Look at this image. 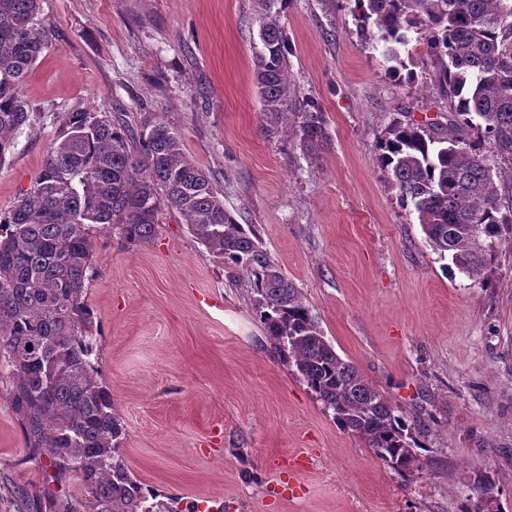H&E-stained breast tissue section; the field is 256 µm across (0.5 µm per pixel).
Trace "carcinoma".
I'll return each mask as SVG.
<instances>
[{"mask_svg": "<svg viewBox=\"0 0 512 512\" xmlns=\"http://www.w3.org/2000/svg\"><path fill=\"white\" fill-rule=\"evenodd\" d=\"M41 0H0V165L30 117L26 78L49 45ZM253 70L262 112L285 126L305 154L329 141L324 112L297 102L288 76V43L277 3L264 0ZM360 29L375 28L388 62L412 31L438 60V85L452 103L449 125L460 134L395 121L377 160L400 207L417 214L427 241L462 275L493 284L500 246L512 245V184L501 190L497 158L512 161V0H353ZM178 214L191 235L244 282L273 349L400 477L422 470L420 443L406 416L326 340L302 292L271 258L253 224L224 208L211 176L188 160L181 135L147 115L140 131L106 115L62 114V135L47 151L33 184L0 213V367L14 380L11 403L26 448L48 458L54 480L82 487L77 504L58 512H183L178 499L135 479L122 454L124 428L112 393L98 376L94 317L87 282L94 232L128 244L149 241L163 212ZM476 495L460 512H500Z\"/></svg>", "mask_w": 512, "mask_h": 512, "instance_id": "1", "label": "carcinoma"}]
</instances>
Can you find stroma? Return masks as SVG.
Wrapping results in <instances>:
<instances>
[{
  "instance_id": "stroma-1",
  "label": "stroma",
  "mask_w": 512,
  "mask_h": 512,
  "mask_svg": "<svg viewBox=\"0 0 512 512\" xmlns=\"http://www.w3.org/2000/svg\"><path fill=\"white\" fill-rule=\"evenodd\" d=\"M260 13L261 0H41L52 38L24 85L31 120L0 167V212L34 182L63 112L163 120L336 352L421 430L407 484L280 362L249 289L228 286L179 215L141 244L97 233L88 304L122 453L183 512H459L482 475L512 512V248L487 289L447 268L376 156L400 114L447 128L435 64L412 39L389 73L346 0H288L289 74L329 132L311 158L265 123ZM12 388L0 370V512H47L53 469L26 453Z\"/></svg>"
}]
</instances>
